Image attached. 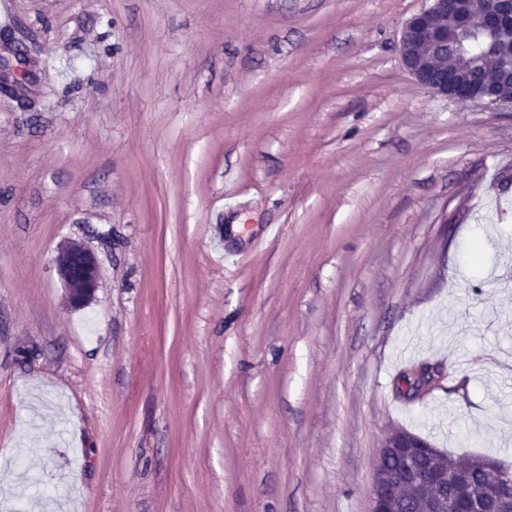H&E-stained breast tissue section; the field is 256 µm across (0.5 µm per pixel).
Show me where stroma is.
Segmentation results:
<instances>
[{
	"label": "stroma",
	"mask_w": 512,
	"mask_h": 512,
	"mask_svg": "<svg viewBox=\"0 0 512 512\" xmlns=\"http://www.w3.org/2000/svg\"><path fill=\"white\" fill-rule=\"evenodd\" d=\"M425 4L0 0V512H368L399 428L512 465V110L403 68ZM11 57L14 59L15 63L10 56L0 54V87L2 83L11 81V79L12 82H14L13 78L18 79V77H22L24 74L22 68L26 69V66L29 65L30 60L28 62L25 57L21 58L16 55ZM15 85L21 86L17 83H15ZM55 265L70 306H85L93 298L100 277L95 252L83 243L65 242L58 248Z\"/></svg>",
	"instance_id": "1"
}]
</instances>
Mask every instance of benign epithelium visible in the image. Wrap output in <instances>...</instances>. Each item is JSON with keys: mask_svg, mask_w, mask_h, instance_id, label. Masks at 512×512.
Segmentation results:
<instances>
[{"mask_svg": "<svg viewBox=\"0 0 512 512\" xmlns=\"http://www.w3.org/2000/svg\"><path fill=\"white\" fill-rule=\"evenodd\" d=\"M491 7L477 8L478 0H428V5L403 24L399 56L404 68L420 85L434 93L475 105L512 109V92L501 89L493 96H479L448 61V34L459 30L512 28V0H489ZM26 58L0 54V84L23 76ZM70 306L81 308L94 296L100 277L95 252L87 245L65 242L55 258ZM482 470L494 479L495 506L512 507V468L487 462ZM455 473L442 466L439 452L422 437L395 430L382 442L368 490L369 512H396V492L413 489L422 499L424 512H488V501L478 490L448 499L443 489Z\"/></svg>", "mask_w": 512, "mask_h": 512, "instance_id": "1", "label": "benign epithelium"}]
</instances>
